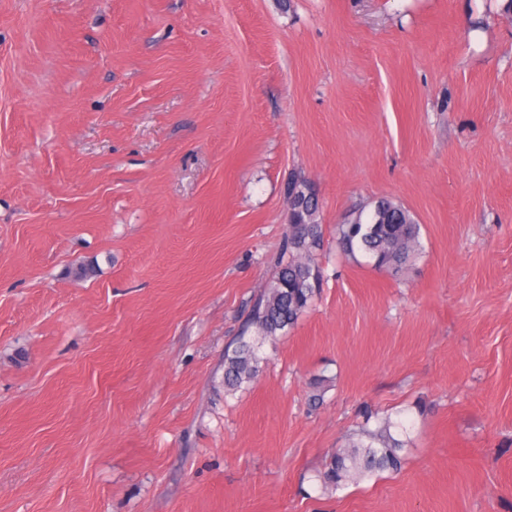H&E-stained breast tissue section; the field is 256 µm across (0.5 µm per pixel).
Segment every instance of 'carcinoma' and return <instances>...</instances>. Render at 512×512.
I'll return each instance as SVG.
<instances>
[{
  "label": "carcinoma",
  "instance_id": "obj_1",
  "mask_svg": "<svg viewBox=\"0 0 512 512\" xmlns=\"http://www.w3.org/2000/svg\"><path fill=\"white\" fill-rule=\"evenodd\" d=\"M294 195L287 231L272 281L253 301L243 332L224 351V390L233 391L254 381L262 372V347L296 324L313 303L321 282L315 256L325 239L320 222L318 189L310 180L294 176L285 184ZM336 248L348 258L360 255L379 271L404 274L421 249L420 225L403 206L389 198L368 202L345 224L336 225ZM386 421L364 438L336 449L319 479L326 489L337 490L350 482L402 466L403 443Z\"/></svg>",
  "mask_w": 512,
  "mask_h": 512
}]
</instances>
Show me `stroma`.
<instances>
[{"label":"stroma","mask_w":512,"mask_h":512,"mask_svg":"<svg viewBox=\"0 0 512 512\" xmlns=\"http://www.w3.org/2000/svg\"><path fill=\"white\" fill-rule=\"evenodd\" d=\"M294 175L326 239L389 197L422 249L321 252L228 394ZM370 417L401 470L324 489ZM0 512H512V13L0 0Z\"/></svg>","instance_id":"stroma-1"}]
</instances>
